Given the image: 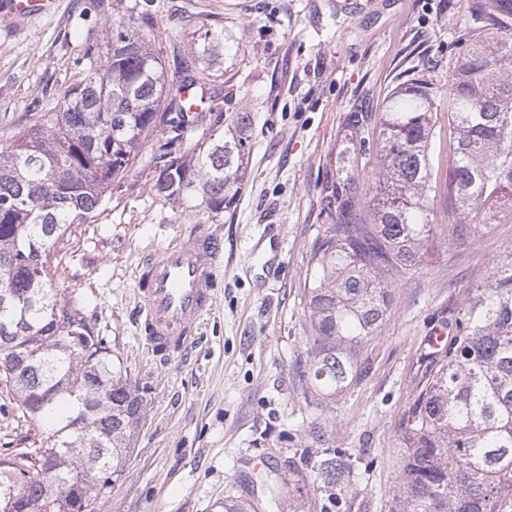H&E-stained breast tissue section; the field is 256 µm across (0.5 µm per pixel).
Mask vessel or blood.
Instances as JSON below:
<instances>
[{"label": "vessel or blood", "mask_w": 512, "mask_h": 512, "mask_svg": "<svg viewBox=\"0 0 512 512\" xmlns=\"http://www.w3.org/2000/svg\"><path fill=\"white\" fill-rule=\"evenodd\" d=\"M223 263V240L204 233L180 236L143 257L135 297L154 355H178L192 345L215 306Z\"/></svg>", "instance_id": "1"}]
</instances>
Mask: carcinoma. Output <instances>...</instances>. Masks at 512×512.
<instances>
[{"instance_id": "carcinoma-1", "label": "carcinoma", "mask_w": 512, "mask_h": 512, "mask_svg": "<svg viewBox=\"0 0 512 512\" xmlns=\"http://www.w3.org/2000/svg\"><path fill=\"white\" fill-rule=\"evenodd\" d=\"M476 32L459 64L448 107V192L463 244L487 209L512 190V0H473ZM104 45L78 63L58 110L43 112L0 145V293L17 308L0 309V353L22 347L28 358L0 368L3 407L40 426L56 416L52 442L0 459V512H95L98 493L125 471L147 400L77 308L59 299L56 254H67L77 226L88 223L112 184L131 176L151 153L152 188L169 203L218 217L233 205L251 151L246 112L230 123L211 106L190 116L180 93L197 83L183 71L167 86L152 48L172 31H146L143 18L107 19ZM432 82L405 75L378 122L346 116L348 134L329 186L336 217L309 260L306 357L297 371L304 398L320 406L361 378V351L391 315V283L420 269L434 224ZM374 132L379 167L362 182L364 133ZM451 336L432 354L429 375L402 424L399 474L389 512H512V249L487 277L466 289ZM101 468L84 467L89 455ZM55 469L43 474V463ZM25 468L14 485L8 474ZM313 483L336 500L350 461L339 448L307 453ZM82 493L64 500L73 476ZM268 507L282 495L262 483ZM224 512H255L251 497L224 498Z\"/></svg>"}]
</instances>
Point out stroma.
<instances>
[{"mask_svg": "<svg viewBox=\"0 0 512 512\" xmlns=\"http://www.w3.org/2000/svg\"><path fill=\"white\" fill-rule=\"evenodd\" d=\"M171 38L156 42L167 82L192 65L216 80L218 111L251 117L246 181L219 220L159 201L149 160L113 184L94 222L61 261L63 301L80 310L147 389L146 418L126 470L96 512H221L226 496L278 474L301 494L284 512H388L396 484L402 417L425 376V339L450 324L464 291L512 248V220L481 229L467 245L448 239L442 193L419 270L394 282L391 317L365 347L363 377L335 401L308 406L294 370L306 352L303 292L314 243L331 222L326 186L351 112L379 115L401 72L430 58L448 147V93L474 25L471 0H155ZM144 0H56L46 14L0 9V141L35 113L50 111L72 82L76 60L100 46L107 18L141 12ZM218 33L212 60L199 54L201 25ZM224 239L217 303L184 354L152 356L136 323L137 267L145 253L192 232ZM326 445L345 449L351 474L336 504L306 483L302 450H315L310 421Z\"/></svg>", "mask_w": 512, "mask_h": 512, "instance_id": "35a3bbf8", "label": "stroma"}]
</instances>
